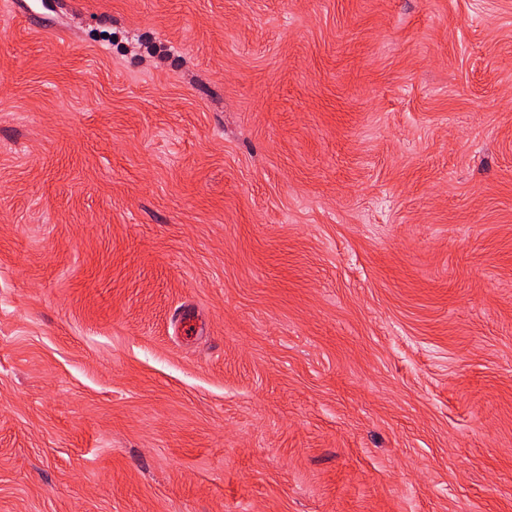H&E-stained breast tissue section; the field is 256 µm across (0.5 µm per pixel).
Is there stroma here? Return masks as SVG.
<instances>
[{
    "label": "stroma",
    "instance_id": "35a3bbf8",
    "mask_svg": "<svg viewBox=\"0 0 512 512\" xmlns=\"http://www.w3.org/2000/svg\"><path fill=\"white\" fill-rule=\"evenodd\" d=\"M0 512H512V0H0Z\"/></svg>",
    "mask_w": 512,
    "mask_h": 512
}]
</instances>
